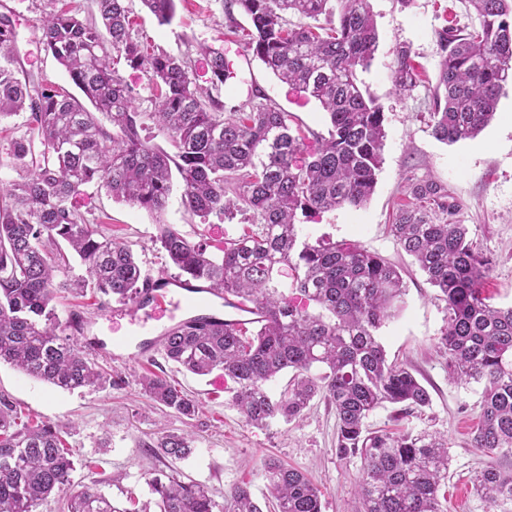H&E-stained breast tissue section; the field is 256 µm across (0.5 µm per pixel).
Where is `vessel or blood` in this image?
<instances>
[{"instance_id": "1", "label": "vessel or blood", "mask_w": 512, "mask_h": 512, "mask_svg": "<svg viewBox=\"0 0 512 512\" xmlns=\"http://www.w3.org/2000/svg\"><path fill=\"white\" fill-rule=\"evenodd\" d=\"M211 294V288L190 280L149 277L133 303L103 309L106 317L127 318L140 326L138 335L114 339V348L130 358L158 352L160 339L153 336L149 326L157 312L167 313L170 326L175 327L183 324L187 312L197 309Z\"/></svg>"}]
</instances>
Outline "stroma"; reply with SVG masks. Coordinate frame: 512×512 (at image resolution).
I'll return each instance as SVG.
<instances>
[{
  "mask_svg": "<svg viewBox=\"0 0 512 512\" xmlns=\"http://www.w3.org/2000/svg\"><path fill=\"white\" fill-rule=\"evenodd\" d=\"M135 30L158 51L190 56L198 84L208 85L210 72L199 45L224 54L230 76L219 92L225 111L255 104L256 93L287 112L303 130L325 132L327 118L319 102L280 82L254 56L245 40L250 21L242 11L234 15L239 31H230L224 0H179L172 24L161 26L141 0H125ZM14 13L18 31L16 53L25 67L53 82L68 85L62 67L38 43V19L50 10L49 0H0ZM380 36L379 51L359 77L384 106L386 138L374 194L360 208L344 207L302 218L310 240L355 241L397 265L407 287L405 305L397 317L379 331L389 358L408 362L431 395V404L395 422L394 405L375 409L367 418L369 429L395 427L415 433L437 434L448 442L451 464L447 512H493L471 483L476 471L512 465V451L485 455L471 445L481 415V390L451 381L444 358L434 342L444 325L445 304L425 280L412 258L397 245L389 231L396 204L408 192L410 180L430 178L444 186L461 204V220L470 238L492 260L483 282L485 294L498 307L512 306V87L501 96L491 123L474 139L454 145L434 139L428 127L432 87L439 57L435 32L445 20L464 26L476 16L465 0H371ZM410 47L421 80L410 92L396 95L390 71L395 45ZM72 204L102 224L107 235L128 243L142 267L151 275H175L156 241L153 217L145 210L113 201L105 187L91 183ZM163 219L194 241L216 243L238 237L247 226L243 215L233 219L199 218L171 200ZM108 297L89 291L55 302L65 336H72L71 319L82 316L85 338L110 341L131 335L128 319L112 321L99 316ZM102 365L111 385L98 390L60 391L25 375L10 364H0V397L9 399L21 418L52 423L62 429L77 464L71 475L75 488L104 491L115 502L146 500L149 479L158 472L176 475L208 488L216 501L225 490L247 481L257 503L268 491L258 473L261 461L276 457L301 471L321 489L324 512H352L357 502L361 462L358 456L336 453V412L323 397H315L303 419L274 422L267 428L246 425L241 415L225 404L224 374L197 376L176 368L156 353L150 358L125 360L106 352L87 351ZM153 371L174 380L201 403L194 419L183 420L153 405L143 394L139 378ZM189 433L192 453L171 461L155 446L158 430ZM93 468H86V461Z\"/></svg>",
  "mask_w": 512,
  "mask_h": 512,
  "instance_id": "35a3bbf8",
  "label": "stroma"
}]
</instances>
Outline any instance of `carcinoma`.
<instances>
[{
    "label": "carcinoma",
    "instance_id": "cac0c4a2",
    "mask_svg": "<svg viewBox=\"0 0 512 512\" xmlns=\"http://www.w3.org/2000/svg\"><path fill=\"white\" fill-rule=\"evenodd\" d=\"M124 2L94 0L96 19L53 8L38 20L39 43L79 97L24 68L14 20L0 12V120L29 113L9 151L20 178L0 183V363L66 391L110 382L62 335L53 306L58 292L88 286L126 303L145 279L130 246L72 205L82 187L100 183L112 198L155 217L156 242L179 275L261 314L253 330L186 323L164 336L167 360L199 376L224 372L227 403L253 427L296 421L323 396L336 411L337 453L361 459L352 512H446L440 489L448 482L447 441L365 424L384 403L403 405L402 415L431 404L408 364L389 360L378 338L405 303L400 270L354 241L312 244L297 224L300 214L361 207L377 184L384 107L358 77L379 48L370 0H336L337 19L324 25L331 0H226L229 23L235 6L250 18L253 55L326 111L327 134H313L310 151L288 114L270 104L224 112L212 94L229 78L222 52L200 47L209 56L207 89L197 86L189 57L148 52L132 36ZM142 3L161 26L176 16V0ZM469 3L478 25L436 30L429 127L446 144L483 131L512 82V0ZM392 54L394 90L408 92L419 80L411 49L398 45ZM121 61L149 76L154 111H138L134 89L116 69ZM149 122L166 131L173 151L141 137ZM178 185L191 215L205 222L243 213L250 229L216 252L188 240L162 221ZM409 194L391 231L445 303L435 349L447 359L448 377L481 387L472 446L486 455L512 451V307H494L483 295L491 262L469 239L461 205L429 179L410 183ZM65 246L86 276L57 278L69 265ZM285 372L292 376L284 390L271 394L268 383ZM141 388L182 417L199 412L200 402L164 376H143ZM156 447L182 460L193 440L167 432ZM74 470L55 425L21 423L0 400V512H36L55 493L68 495L67 512H263L247 482L224 492L220 505L192 480L157 476L149 480L153 501L120 509L98 490L73 489ZM260 470L278 512H322L321 492L304 473L274 457ZM473 483L490 503H512V471L487 467Z\"/></svg>",
    "mask_w": 512,
    "mask_h": 512
}]
</instances>
